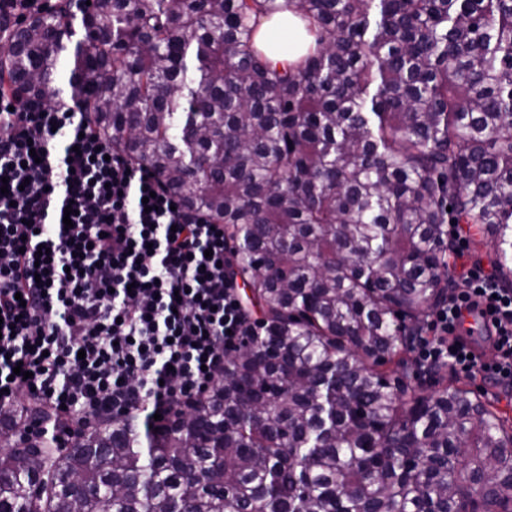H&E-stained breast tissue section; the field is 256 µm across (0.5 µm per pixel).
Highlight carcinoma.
Instances as JSON below:
<instances>
[{
	"mask_svg": "<svg viewBox=\"0 0 512 512\" xmlns=\"http://www.w3.org/2000/svg\"><path fill=\"white\" fill-rule=\"evenodd\" d=\"M315 46L271 66L288 7ZM0 15V87L66 98L224 225L263 329L193 410L12 442L0 512H512V420L409 360L448 297V224L512 287V0H91ZM44 496L35 501L32 488Z\"/></svg>",
	"mask_w": 512,
	"mask_h": 512,
	"instance_id": "obj_1",
	"label": "carcinoma"
}]
</instances>
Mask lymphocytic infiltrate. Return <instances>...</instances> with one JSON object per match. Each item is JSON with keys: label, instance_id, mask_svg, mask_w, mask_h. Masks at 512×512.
<instances>
[{"label": "lymphocytic infiltrate", "instance_id": "f902f5d3", "mask_svg": "<svg viewBox=\"0 0 512 512\" xmlns=\"http://www.w3.org/2000/svg\"><path fill=\"white\" fill-rule=\"evenodd\" d=\"M0 409L70 424L198 406L255 320L224 227L113 150L71 105L0 93ZM72 228H65V207ZM416 358L512 386V289L464 255ZM477 314L495 349L459 334Z\"/></svg>", "mask_w": 512, "mask_h": 512}]
</instances>
